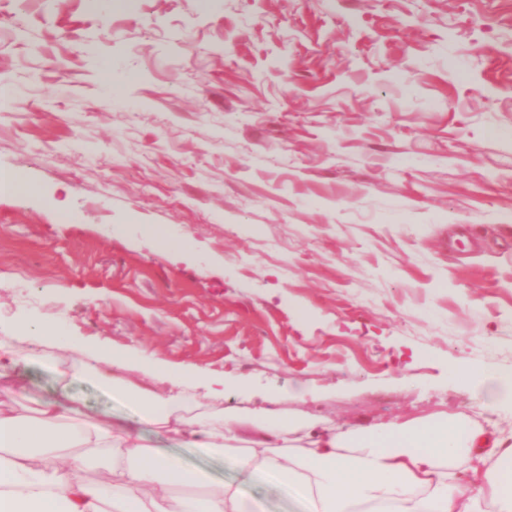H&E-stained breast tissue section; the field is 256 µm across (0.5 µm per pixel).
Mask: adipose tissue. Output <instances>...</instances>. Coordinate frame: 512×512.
<instances>
[{
  "instance_id": "1",
  "label": "adipose tissue",
  "mask_w": 512,
  "mask_h": 512,
  "mask_svg": "<svg viewBox=\"0 0 512 512\" xmlns=\"http://www.w3.org/2000/svg\"><path fill=\"white\" fill-rule=\"evenodd\" d=\"M98 381L133 401L147 422L182 420L195 403L197 368L172 376L168 394L128 384L125 358L102 348L90 354ZM260 437L246 452L237 443L249 426ZM298 420L270 409L228 412L193 431L197 448L236 453L241 470L295 488L307 512H512V491L488 474L489 462L512 455L482 428L460 429L448 416L414 418L354 432L310 431L303 453H276L300 430ZM77 456H69L71 448ZM111 470L92 487L81 473ZM0 512H245L237 486L213 483L122 428L83 423L78 408L56 404L36 416L0 410Z\"/></svg>"
}]
</instances>
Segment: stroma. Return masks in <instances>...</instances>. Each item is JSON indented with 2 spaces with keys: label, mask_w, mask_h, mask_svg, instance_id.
Here are the masks:
<instances>
[{
  "label": "stroma",
  "mask_w": 512,
  "mask_h": 512,
  "mask_svg": "<svg viewBox=\"0 0 512 512\" xmlns=\"http://www.w3.org/2000/svg\"><path fill=\"white\" fill-rule=\"evenodd\" d=\"M0 86L23 180L0 193L1 405L74 397L258 512H304L141 420L42 341L52 319L200 367L196 419L220 378L227 411L442 412L512 445V404L448 374L512 375V0H0Z\"/></svg>",
  "instance_id": "obj_1"
}]
</instances>
